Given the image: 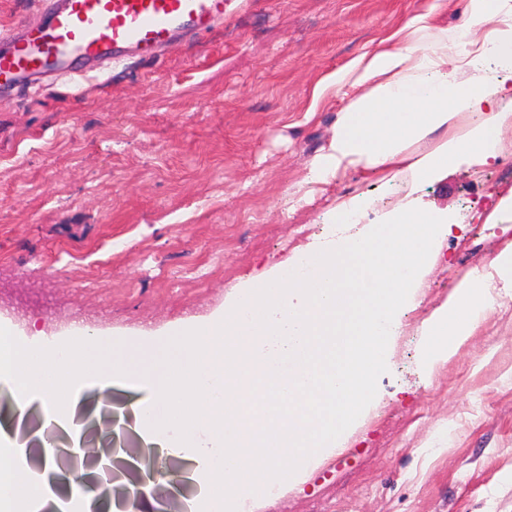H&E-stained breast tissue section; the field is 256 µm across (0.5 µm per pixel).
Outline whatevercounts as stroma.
Segmentation results:
<instances>
[{
  "label": "stroma",
  "mask_w": 512,
  "mask_h": 512,
  "mask_svg": "<svg viewBox=\"0 0 512 512\" xmlns=\"http://www.w3.org/2000/svg\"><path fill=\"white\" fill-rule=\"evenodd\" d=\"M430 0H227L223 23L178 33L155 58L127 53L88 80L0 90V321L51 349L82 323L103 338L168 345L229 312L361 189L371 216L404 191L355 171L306 193L341 95L315 97ZM512 188V150L459 159L416 197L464 222L423 278L346 440L256 512H512V285L448 360L422 365L421 326L465 279L491 272L512 231L488 225ZM112 432L139 441L115 381Z\"/></svg>",
  "instance_id": "35a3bbf8"
}]
</instances>
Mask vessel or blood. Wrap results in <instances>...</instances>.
Listing matches in <instances>:
<instances>
[{"label": "vessel or blood", "instance_id": "vessel-or-blood-1", "mask_svg": "<svg viewBox=\"0 0 512 512\" xmlns=\"http://www.w3.org/2000/svg\"><path fill=\"white\" fill-rule=\"evenodd\" d=\"M226 0H62L42 23L0 33V87L32 76L85 68L135 49L153 57L175 32L223 21Z\"/></svg>", "mask_w": 512, "mask_h": 512}]
</instances>
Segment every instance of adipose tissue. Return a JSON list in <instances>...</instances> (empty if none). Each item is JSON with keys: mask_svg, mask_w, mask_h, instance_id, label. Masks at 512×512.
Listing matches in <instances>:
<instances>
[{"mask_svg": "<svg viewBox=\"0 0 512 512\" xmlns=\"http://www.w3.org/2000/svg\"><path fill=\"white\" fill-rule=\"evenodd\" d=\"M444 6L431 0L405 18L399 41L323 79V89L348 98L306 183L350 169L366 182L391 181L403 169L415 180H436L458 158L482 166L512 145V113L494 109L506 89L481 75V54L463 52L464 31L435 24ZM468 9L491 25V55L512 70V0H468ZM452 230L446 212L408 199L265 287L242 289L224 316L181 326L174 357L108 347L90 332L53 351L0 326V381L13 395L10 414L0 417V512L61 508L71 492L85 512H112L111 494L81 488L73 471L57 465L54 448L42 471L22 466L14 422L37 402L45 425L62 424L59 390L77 399L126 375L140 393L133 411L148 441L194 462L206 512L260 503L361 417L400 312ZM492 300L480 275L455 288L423 327L426 364L453 354Z\"/></svg>", "mask_w": 512, "mask_h": 512, "instance_id": "adipose-tissue-1", "label": "adipose tissue"}]
</instances>
